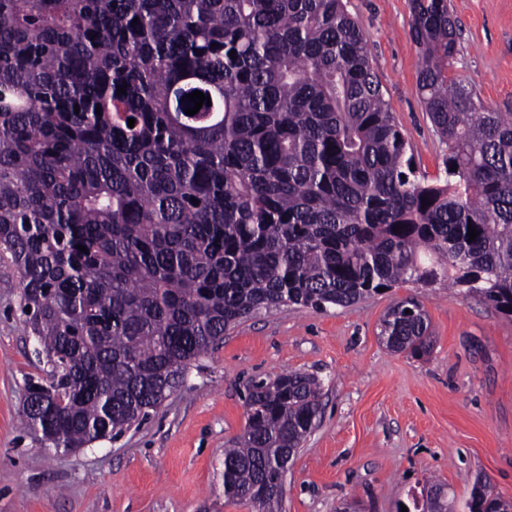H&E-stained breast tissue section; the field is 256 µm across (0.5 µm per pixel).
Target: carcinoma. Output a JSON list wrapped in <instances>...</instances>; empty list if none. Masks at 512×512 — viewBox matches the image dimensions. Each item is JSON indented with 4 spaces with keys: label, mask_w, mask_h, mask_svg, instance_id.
<instances>
[{
    "label": "carcinoma",
    "mask_w": 512,
    "mask_h": 512,
    "mask_svg": "<svg viewBox=\"0 0 512 512\" xmlns=\"http://www.w3.org/2000/svg\"><path fill=\"white\" fill-rule=\"evenodd\" d=\"M410 9L447 148L433 182L411 168L345 0H0V259L50 367L48 395L28 387L26 428L70 451L110 439L263 310L446 283L512 320V112L448 75V0ZM196 90L211 105L189 116ZM379 336L431 348L413 298ZM320 397L301 372L248 387L226 501L282 512ZM421 494L422 512H448L443 485ZM466 508L512 501L480 481Z\"/></svg>",
    "instance_id": "1"
}]
</instances>
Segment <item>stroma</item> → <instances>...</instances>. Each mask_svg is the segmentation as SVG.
Wrapping results in <instances>:
<instances>
[{"label": "stroma", "instance_id": "35a3bbf8", "mask_svg": "<svg viewBox=\"0 0 512 512\" xmlns=\"http://www.w3.org/2000/svg\"><path fill=\"white\" fill-rule=\"evenodd\" d=\"M461 28L450 75L512 112V0H448ZM416 173H443L445 145L417 85L410 0H348ZM15 269L0 262V512H251L224 499V450L246 426V386L286 372L322 383V414L286 476L285 512H398L425 477L457 506L477 478L512 500V320L478 296L404 283L348 307L297 305L229 330L141 425L78 451L23 429L28 379H42L20 312ZM427 311L433 347L389 351L380 321L396 301Z\"/></svg>", "mask_w": 512, "mask_h": 512}]
</instances>
